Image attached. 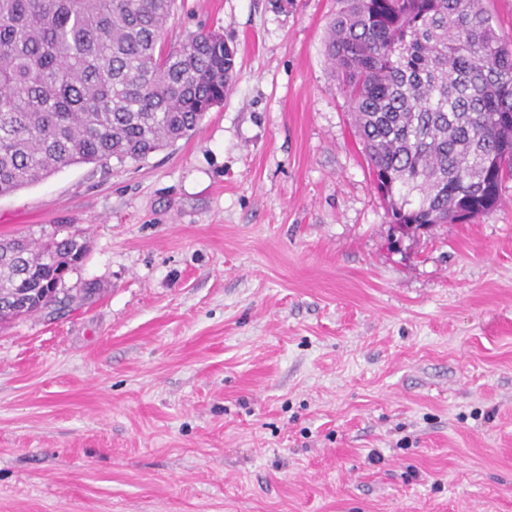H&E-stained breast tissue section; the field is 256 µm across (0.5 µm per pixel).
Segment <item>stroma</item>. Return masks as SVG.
<instances>
[{
    "label": "stroma",
    "mask_w": 512,
    "mask_h": 512,
    "mask_svg": "<svg viewBox=\"0 0 512 512\" xmlns=\"http://www.w3.org/2000/svg\"><path fill=\"white\" fill-rule=\"evenodd\" d=\"M337 0H177L238 77L191 136L0 197L80 231L0 326V512H512V180L394 232L325 51Z\"/></svg>",
    "instance_id": "35a3bbf8"
}]
</instances>
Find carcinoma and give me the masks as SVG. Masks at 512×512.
<instances>
[{
  "mask_svg": "<svg viewBox=\"0 0 512 512\" xmlns=\"http://www.w3.org/2000/svg\"><path fill=\"white\" fill-rule=\"evenodd\" d=\"M175 0H0V196L192 134L237 77L215 32L165 46ZM326 53L393 224H452L512 175V48L481 0H342ZM74 232L0 240V323L57 302Z\"/></svg>",
  "mask_w": 512,
  "mask_h": 512,
  "instance_id": "obj_1",
  "label": "carcinoma"
}]
</instances>
